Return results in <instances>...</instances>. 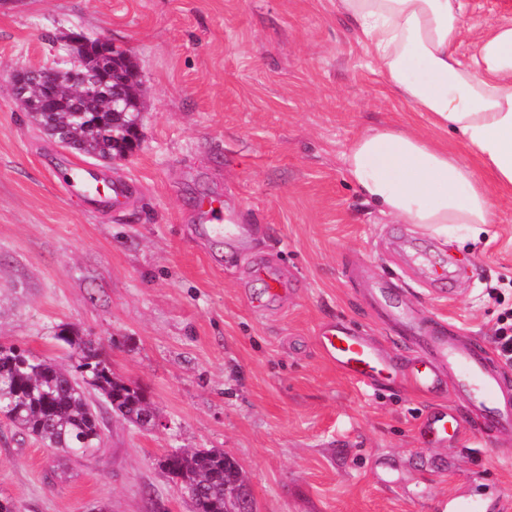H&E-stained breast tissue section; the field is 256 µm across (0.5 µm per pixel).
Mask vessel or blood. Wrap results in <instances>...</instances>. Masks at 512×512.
Returning a JSON list of instances; mask_svg holds the SVG:
<instances>
[{
	"instance_id": "obj_1",
	"label": "vessel or blood",
	"mask_w": 512,
	"mask_h": 512,
	"mask_svg": "<svg viewBox=\"0 0 512 512\" xmlns=\"http://www.w3.org/2000/svg\"><path fill=\"white\" fill-rule=\"evenodd\" d=\"M60 180L65 191L102 207L120 206L126 196L124 183L78 164L68 165ZM197 208L199 223L211 233L225 236L235 231L236 216L220 198H202ZM408 342L423 351L419 366H404L344 327L332 326L319 335L325 358L344 377L369 383L395 375L425 395L450 391L467 396L485 433L512 436V399L505 395L499 375L488 368L485 350L459 344L437 332L409 336ZM458 425L453 414L442 412L427 419L423 428L426 437L439 442L456 432Z\"/></svg>"
}]
</instances>
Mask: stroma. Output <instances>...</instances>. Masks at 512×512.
<instances>
[{
	"instance_id": "1",
	"label": "stroma",
	"mask_w": 512,
	"mask_h": 512,
	"mask_svg": "<svg viewBox=\"0 0 512 512\" xmlns=\"http://www.w3.org/2000/svg\"><path fill=\"white\" fill-rule=\"evenodd\" d=\"M103 36L135 63L139 142L108 162L47 137L0 81V343L68 364L67 324L144 388L157 423H127L89 393L103 446L59 458L0 418V497L20 512H189L157 465L169 448H221L255 512H498L512 498V439L458 440L418 425L437 401L342 376L316 337L342 323L396 358L418 351L371 300L388 285L417 323L491 347L512 312V193L494 223L441 240L382 215L344 157L377 128L449 142L365 63L336 0H0V74L57 61L63 33ZM78 162L124 181L98 210L58 180ZM221 195L239 254L199 235L196 204ZM276 269L287 291L251 305Z\"/></svg>"
}]
</instances>
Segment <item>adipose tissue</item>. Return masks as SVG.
Here are the masks:
<instances>
[{"label":"adipose tissue","mask_w":512,"mask_h":512,"mask_svg":"<svg viewBox=\"0 0 512 512\" xmlns=\"http://www.w3.org/2000/svg\"><path fill=\"white\" fill-rule=\"evenodd\" d=\"M368 66L431 125L461 136L473 163L406 130L359 137L344 161L351 181L384 215L431 235L493 223L489 191H512V19L471 34L464 0H336ZM474 35L478 54L455 47Z\"/></svg>","instance_id":"obj_1"}]
</instances>
